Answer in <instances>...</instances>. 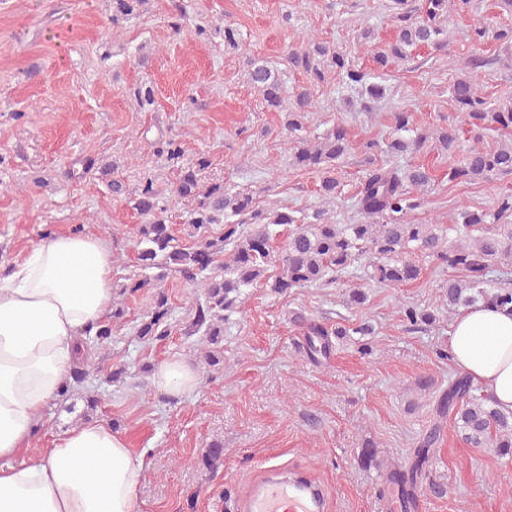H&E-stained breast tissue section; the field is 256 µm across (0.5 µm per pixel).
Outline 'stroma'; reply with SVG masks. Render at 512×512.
<instances>
[{
	"label": "stroma",
	"mask_w": 512,
	"mask_h": 512,
	"mask_svg": "<svg viewBox=\"0 0 512 512\" xmlns=\"http://www.w3.org/2000/svg\"><path fill=\"white\" fill-rule=\"evenodd\" d=\"M191 18H205L210 40L191 30L173 35L170 0H150L144 17L113 25L112 0H0V272L22 258L47 233L82 232L108 245L114 282L136 269V233L142 217L126 197L113 195L112 179L135 187L153 179L166 191L172 228L184 236V207L171 195L175 170L156 152L159 139L175 136L185 158L207 153L215 174L254 193L268 209L323 207L338 221L352 216V197L362 169L359 150L343 161L338 198L319 195L315 174L296 167L280 134L281 115L266 107L248 80V62L277 69L285 92L306 84L290 69L289 49L317 39L372 69L374 53L393 35L388 0H187ZM292 21H285V14ZM234 24L246 43L224 47L222 29ZM447 49L420 46L385 77L387 95L377 116L361 112L354 90L335 73L313 90L311 133L342 123L353 141L385 139L391 112H411L417 124L446 126L455 117L448 86L471 47L460 34L463 19L450 16ZM151 81L156 103L139 110L129 90ZM400 165L428 167L435 178L416 224L447 223L464 207H492L497 184H452L447 155L427 148ZM448 278L425 261L417 280L398 288H366L363 307L347 303L349 288H305L273 296L247 289L239 313L224 324V370L209 376L200 339L181 325L200 296L197 288L168 278L171 333L144 342L133 328L150 291L115 293L126 310L112 342L93 348L97 371L87 382L96 396L87 409L80 395L51 401L14 463L36 459L53 437L82 423L106 419L122 430L134 451H147L149 468L138 488L143 512H225L269 457L321 481L327 512H397V487L384 466L409 468L414 443L435 419L434 405L456 369L443 358L455 318L441 288ZM405 305L434 310L437 322L422 333L406 332L398 311ZM367 319L376 334L362 354L357 337L335 340L314 363L298 348L302 335L293 313ZM179 355L198 370L196 389L173 401L153 382V368ZM122 365L126 375L109 382L105 370ZM432 379L420 390L419 377ZM224 445L223 463L207 469L210 442ZM376 462L362 459L365 444ZM428 481L415 494L416 512H512V460L490 448H474L453 420L426 467Z\"/></svg>",
	"instance_id": "35a3bbf8"
}]
</instances>
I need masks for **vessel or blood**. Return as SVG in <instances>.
Returning a JSON list of instances; mask_svg holds the SVG:
<instances>
[{
    "mask_svg": "<svg viewBox=\"0 0 512 512\" xmlns=\"http://www.w3.org/2000/svg\"><path fill=\"white\" fill-rule=\"evenodd\" d=\"M323 491L317 483L291 477L280 466L267 467L263 476L228 505L229 512H322Z\"/></svg>",
    "mask_w": 512,
    "mask_h": 512,
    "instance_id": "1",
    "label": "vessel or blood"
}]
</instances>
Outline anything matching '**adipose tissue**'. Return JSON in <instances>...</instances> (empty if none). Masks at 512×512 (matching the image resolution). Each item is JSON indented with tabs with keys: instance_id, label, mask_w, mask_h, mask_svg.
Wrapping results in <instances>:
<instances>
[{
	"instance_id": "obj_1",
	"label": "adipose tissue",
	"mask_w": 512,
	"mask_h": 512,
	"mask_svg": "<svg viewBox=\"0 0 512 512\" xmlns=\"http://www.w3.org/2000/svg\"><path fill=\"white\" fill-rule=\"evenodd\" d=\"M113 261L90 234H54L33 243L0 274V512H142L137 489L146 453L129 447L111 421L58 435L32 463H13L47 405L83 354L82 331L112 310ZM448 350L457 368L512 411V313L462 309ZM200 382L180 356L155 369L157 389L180 398Z\"/></svg>"
}]
</instances>
